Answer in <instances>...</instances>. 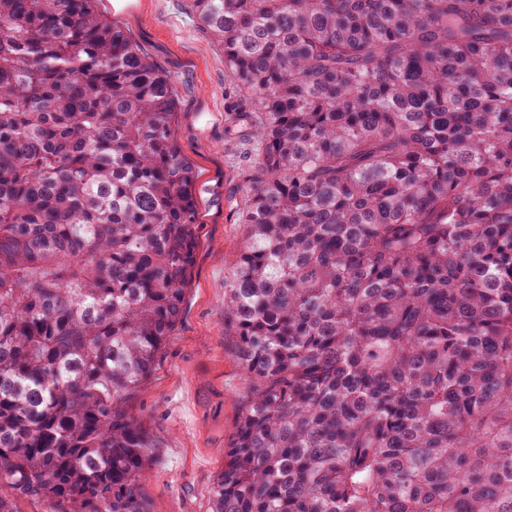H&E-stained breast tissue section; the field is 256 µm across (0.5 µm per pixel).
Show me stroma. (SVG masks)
<instances>
[{
	"instance_id": "35a3bbf8",
	"label": "stroma",
	"mask_w": 512,
	"mask_h": 512,
	"mask_svg": "<svg viewBox=\"0 0 512 512\" xmlns=\"http://www.w3.org/2000/svg\"><path fill=\"white\" fill-rule=\"evenodd\" d=\"M120 24L173 80L175 138L194 167L200 228L180 323L153 376L129 408L154 440L142 497L146 512H209L247 394L236 340L224 322V284L248 227L247 176L255 167L249 128L227 108L236 87L222 46L202 30L187 0H133Z\"/></svg>"
}]
</instances>
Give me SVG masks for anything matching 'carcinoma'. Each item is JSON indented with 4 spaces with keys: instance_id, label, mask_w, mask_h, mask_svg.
I'll return each instance as SVG.
<instances>
[{
    "instance_id": "carcinoma-1",
    "label": "carcinoma",
    "mask_w": 512,
    "mask_h": 512,
    "mask_svg": "<svg viewBox=\"0 0 512 512\" xmlns=\"http://www.w3.org/2000/svg\"><path fill=\"white\" fill-rule=\"evenodd\" d=\"M0 0V512H145L128 408L190 286L172 80ZM252 128L248 382L211 512H512V0H189Z\"/></svg>"
}]
</instances>
